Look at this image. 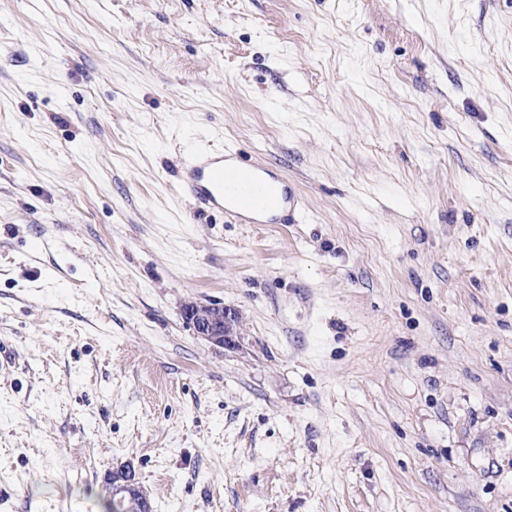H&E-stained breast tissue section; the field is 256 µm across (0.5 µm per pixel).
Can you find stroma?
<instances>
[{
	"label": "stroma",
	"mask_w": 512,
	"mask_h": 512,
	"mask_svg": "<svg viewBox=\"0 0 512 512\" xmlns=\"http://www.w3.org/2000/svg\"><path fill=\"white\" fill-rule=\"evenodd\" d=\"M3 344L0 512H512V0H0ZM181 189L199 208L239 224H295L298 198L284 180L229 148H196L184 161ZM182 317L192 326L196 336L220 347L235 345L236 310L222 303L189 302L182 309ZM104 479L112 487L113 504L121 511L126 510L121 509L125 501L138 502L141 512L153 511L151 501L140 489L135 470L130 464L109 472Z\"/></svg>",
	"instance_id": "1"
}]
</instances>
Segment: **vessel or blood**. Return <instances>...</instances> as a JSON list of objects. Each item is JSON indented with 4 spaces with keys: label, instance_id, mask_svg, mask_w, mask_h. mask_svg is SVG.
Segmentation results:
<instances>
[{
    "label": "vessel or blood",
    "instance_id": "obj_1",
    "mask_svg": "<svg viewBox=\"0 0 512 512\" xmlns=\"http://www.w3.org/2000/svg\"><path fill=\"white\" fill-rule=\"evenodd\" d=\"M181 188L199 208L228 214L241 224H293L300 217L288 184L238 150H193L182 166Z\"/></svg>",
    "mask_w": 512,
    "mask_h": 512
}]
</instances>
